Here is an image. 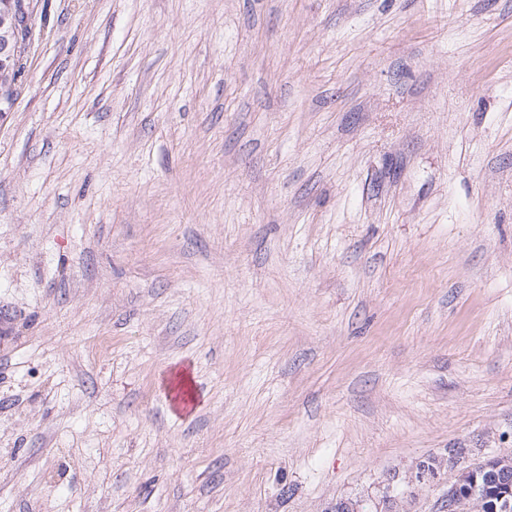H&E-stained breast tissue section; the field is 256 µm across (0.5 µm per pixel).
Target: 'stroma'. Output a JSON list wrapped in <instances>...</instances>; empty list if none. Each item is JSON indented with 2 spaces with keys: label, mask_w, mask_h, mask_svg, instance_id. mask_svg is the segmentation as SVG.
<instances>
[{
  "label": "stroma",
  "mask_w": 512,
  "mask_h": 512,
  "mask_svg": "<svg viewBox=\"0 0 512 512\" xmlns=\"http://www.w3.org/2000/svg\"><path fill=\"white\" fill-rule=\"evenodd\" d=\"M28 14L0 512H439L512 448V0Z\"/></svg>",
  "instance_id": "obj_1"
}]
</instances>
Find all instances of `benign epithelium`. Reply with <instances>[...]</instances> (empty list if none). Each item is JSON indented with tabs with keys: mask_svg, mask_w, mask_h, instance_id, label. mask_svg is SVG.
I'll return each mask as SVG.
<instances>
[{
	"mask_svg": "<svg viewBox=\"0 0 512 512\" xmlns=\"http://www.w3.org/2000/svg\"><path fill=\"white\" fill-rule=\"evenodd\" d=\"M27 8L12 0L0 10V80L11 77L13 62L22 51L17 40L18 19ZM443 512H512V448L456 475L442 499Z\"/></svg>",
	"mask_w": 512,
	"mask_h": 512,
	"instance_id": "1",
	"label": "benign epithelium"
}]
</instances>
